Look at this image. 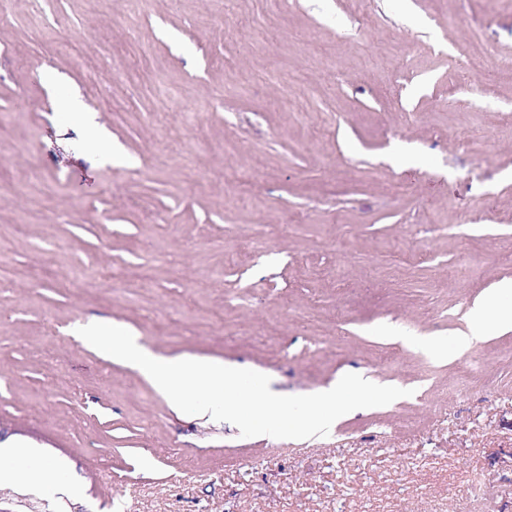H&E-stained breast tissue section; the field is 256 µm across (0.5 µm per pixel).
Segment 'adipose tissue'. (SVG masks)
I'll return each mask as SVG.
<instances>
[{
	"label": "adipose tissue",
	"mask_w": 512,
	"mask_h": 512,
	"mask_svg": "<svg viewBox=\"0 0 512 512\" xmlns=\"http://www.w3.org/2000/svg\"><path fill=\"white\" fill-rule=\"evenodd\" d=\"M505 294H512L511 281L499 284L474 308L468 333L460 336L454 347L450 348L440 341L425 338L419 339V346L434 356L442 357L447 355L449 349L453 348L459 352L467 350L487 336L512 327V308L501 300L502 295Z\"/></svg>",
	"instance_id": "1"
}]
</instances>
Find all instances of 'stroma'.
Returning a JSON list of instances; mask_svg holds the SVG:
<instances>
[{"mask_svg": "<svg viewBox=\"0 0 512 512\" xmlns=\"http://www.w3.org/2000/svg\"><path fill=\"white\" fill-rule=\"evenodd\" d=\"M1 13L0 267L27 277L0 285V454L55 467L59 512H512V328L415 343L512 281V0ZM97 319L282 395L349 372L407 394L243 438L90 350Z\"/></svg>", "mask_w": 512, "mask_h": 512, "instance_id": "1", "label": "stroma"}]
</instances>
